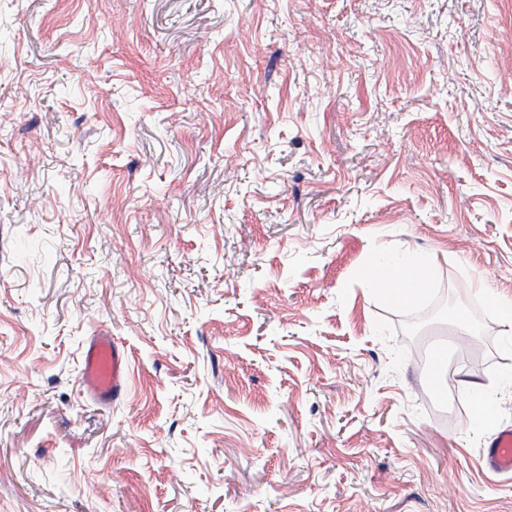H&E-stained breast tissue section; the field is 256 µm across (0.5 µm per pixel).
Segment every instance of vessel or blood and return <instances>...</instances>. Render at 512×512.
<instances>
[{
	"mask_svg": "<svg viewBox=\"0 0 512 512\" xmlns=\"http://www.w3.org/2000/svg\"><path fill=\"white\" fill-rule=\"evenodd\" d=\"M127 356L117 340L97 334L87 341L80 372L84 393L102 404L121 398L126 386ZM487 468L512 476V427L500 429L482 450Z\"/></svg>",
	"mask_w": 512,
	"mask_h": 512,
	"instance_id": "obj_1",
	"label": "vessel or blood"
}]
</instances>
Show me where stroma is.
<instances>
[{"label":"stroma","instance_id":"35a3bbf8","mask_svg":"<svg viewBox=\"0 0 512 512\" xmlns=\"http://www.w3.org/2000/svg\"><path fill=\"white\" fill-rule=\"evenodd\" d=\"M498 298L512 0H0V512H512ZM385 260V265L374 261L369 267L367 278L372 288L390 285L388 291L395 299L410 302L416 299L427 284V268L424 265L405 259L396 262L392 255L378 256ZM126 368L127 356L117 340L102 333L91 336L83 352L81 388L101 404L117 401L126 386ZM487 468L495 475L512 476V427L500 429L482 450Z\"/></svg>","mask_w":512,"mask_h":512}]
</instances>
